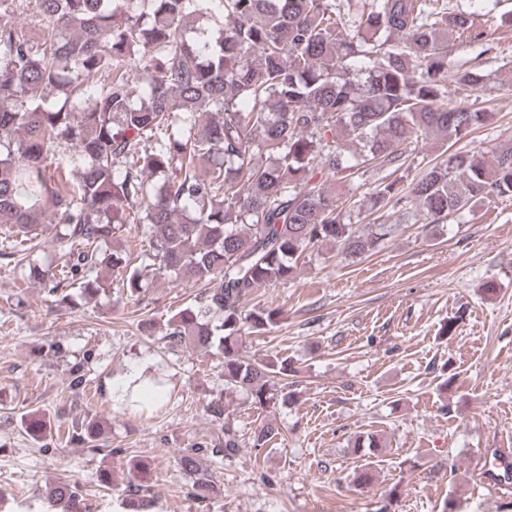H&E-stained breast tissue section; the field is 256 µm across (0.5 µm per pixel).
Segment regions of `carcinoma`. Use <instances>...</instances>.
<instances>
[{
	"label": "carcinoma",
	"instance_id": "1",
	"mask_svg": "<svg viewBox=\"0 0 512 512\" xmlns=\"http://www.w3.org/2000/svg\"><path fill=\"white\" fill-rule=\"evenodd\" d=\"M24 2L0 0V225L16 238L0 258L36 246L49 200L66 260L31 269L44 291L56 297L76 282L93 296L105 282L90 275L104 267L124 272L134 297L142 273L117 243L142 225L158 275L205 285L198 305L169 320L168 343L217 349L224 390L261 406L277 404L273 378L291 366L242 355L245 329L279 319L276 309L245 312V298L294 277L311 245L355 261L397 229L345 222L327 181L395 165L419 141H462L492 118L448 107L451 84L478 91L485 82L477 69L448 68L450 43L494 46L484 14L450 11L444 0H38L36 38L5 20ZM217 11L228 21L217 38L190 35ZM63 145L72 152L52 162ZM504 196H512L507 145L489 160L450 152L407 192L379 182L371 207L410 203L439 225ZM164 389L154 379L125 408L156 404ZM206 412L218 433L177 458L199 496L213 489L199 453L224 458L240 447L224 396ZM99 434L93 418L66 431L90 449ZM280 435L268 422L254 447ZM149 494L135 485L122 505L147 512ZM49 504L83 512L68 483Z\"/></svg>",
	"mask_w": 512,
	"mask_h": 512
}]
</instances>
